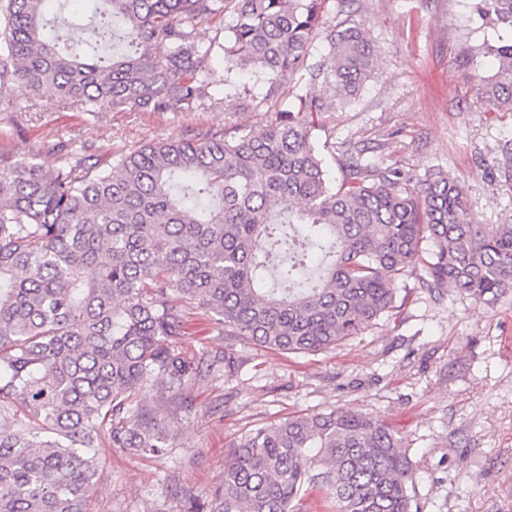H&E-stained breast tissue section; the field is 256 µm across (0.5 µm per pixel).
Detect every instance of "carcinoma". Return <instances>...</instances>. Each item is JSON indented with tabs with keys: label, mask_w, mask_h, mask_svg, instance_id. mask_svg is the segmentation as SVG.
<instances>
[{
	"label": "carcinoma",
	"mask_w": 512,
	"mask_h": 512,
	"mask_svg": "<svg viewBox=\"0 0 512 512\" xmlns=\"http://www.w3.org/2000/svg\"><path fill=\"white\" fill-rule=\"evenodd\" d=\"M330 2L96 0L81 57L44 35L47 0H0V99L23 82L81 112H180L224 85L215 49L267 85L218 91L237 110L272 100L285 73L305 85L232 139L209 130L104 162L59 145L48 166L0 157V512H93L101 449L166 454L161 414L234 369L228 353L178 348L195 310L226 336L315 355L391 316L406 303L397 280L420 267L430 291L488 305L512 291V224L478 223L448 174L414 180L345 145L339 183L328 178L325 115L376 67L370 36L329 20ZM228 10L223 41L200 44L197 27ZM475 11L512 32V0ZM481 47L499 62L481 98L512 112V38ZM501 154L512 188V149ZM148 388L155 407L138 400ZM403 447L371 412L289 416L238 437L210 507L185 512H294L311 491L335 512H413Z\"/></svg>",
	"instance_id": "1"
}]
</instances>
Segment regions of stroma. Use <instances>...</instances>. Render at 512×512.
I'll list each match as a JSON object with an SVG mask.
<instances>
[{
  "label": "stroma",
  "instance_id": "stroma-1",
  "mask_svg": "<svg viewBox=\"0 0 512 512\" xmlns=\"http://www.w3.org/2000/svg\"><path fill=\"white\" fill-rule=\"evenodd\" d=\"M354 7L377 70L350 107L327 117L331 140L367 147V160L416 179L448 172L480 223L512 224V188L495 175L501 146L512 143V112L479 95L480 78L498 62L478 48L497 31L482 26L474 0ZM301 86L282 78L275 106L248 111L78 112L58 106L51 91L16 83L0 104V155L47 164L48 146L60 141L108 156L205 130L238 136L266 125ZM397 286L411 291L399 315L317 355L270 351L191 315L180 349L231 353L236 369L193 385L191 409L163 414L166 455L102 449L93 512H183L186 498L210 502L241 433L334 407L379 414L404 435L418 512H512V292L487 306L449 288L430 292L414 276Z\"/></svg>",
  "mask_w": 512,
  "mask_h": 512
}]
</instances>
